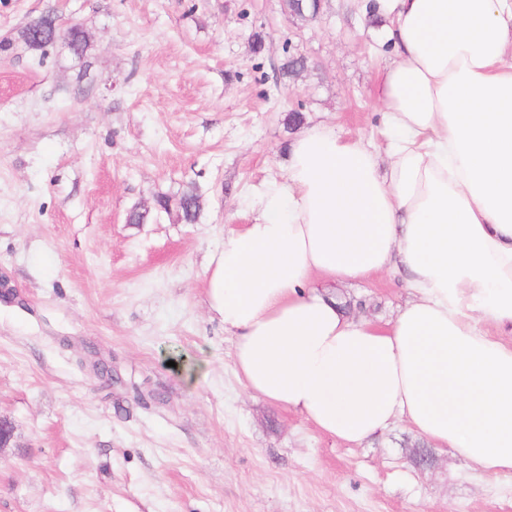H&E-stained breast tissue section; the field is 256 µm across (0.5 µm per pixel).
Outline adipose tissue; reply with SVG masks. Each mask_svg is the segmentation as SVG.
<instances>
[{
  "instance_id": "1",
  "label": "adipose tissue",
  "mask_w": 512,
  "mask_h": 512,
  "mask_svg": "<svg viewBox=\"0 0 512 512\" xmlns=\"http://www.w3.org/2000/svg\"><path fill=\"white\" fill-rule=\"evenodd\" d=\"M387 169L322 124L211 257L207 298L245 388L362 444L405 421L512 474V0H377ZM405 276L383 324L317 281Z\"/></svg>"
}]
</instances>
